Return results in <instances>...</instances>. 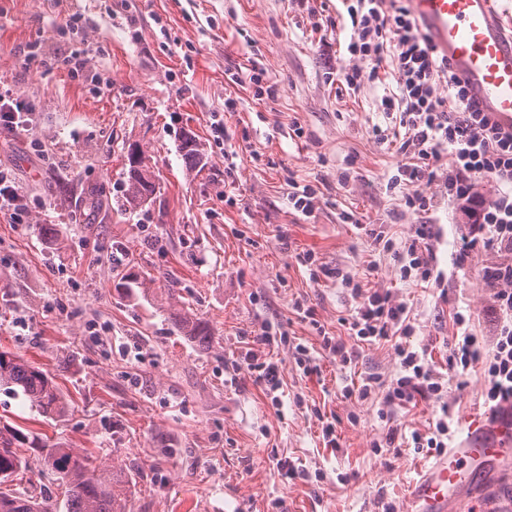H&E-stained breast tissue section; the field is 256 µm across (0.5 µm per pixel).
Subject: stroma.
<instances>
[{
	"label": "stroma",
	"instance_id": "stroma-1",
	"mask_svg": "<svg viewBox=\"0 0 512 512\" xmlns=\"http://www.w3.org/2000/svg\"><path fill=\"white\" fill-rule=\"evenodd\" d=\"M68 14L74 25H65ZM335 41L313 30L295 0H0V82L34 107L28 134L0 135V168L32 209L28 224L0 214V351L48 370L66 402L63 416L47 417L0 389V426L38 441L23 451L17 492L43 487L61 499L42 452L60 445L126 468L129 512H278L281 500L288 512H379L382 501L404 507L410 480L431 459L407 447L375 454L389 425L424 433L446 409L455 443L476 417L480 433L493 431L482 362L449 374L446 344L458 309L474 333H486L484 274L496 257L475 250L446 289L415 285L395 276L392 256L372 252L363 230L340 223L352 209L401 239L416 219L387 189L395 146L370 135L389 123L377 109L386 89L337 94L327 76ZM71 53L86 59L83 74L45 64ZM255 66L275 83V98L229 82L228 73ZM228 98L235 111H225ZM218 118L227 131L221 148L211 132ZM188 131L203 151L198 172L179 150ZM131 143L161 186L135 210L117 204ZM228 150L237 154L231 170ZM349 168L356 179L341 186ZM230 181L232 205L224 202ZM293 182L319 187L315 217L292 209ZM93 187L107 198L97 210L86 201ZM45 224L57 237L42 235ZM308 251L311 268L298 261ZM336 268L391 289L413 326L397 344L357 343L348 368L320 347V331L346 336L341 320L354 307L350 290L325 275ZM298 301L313 321L299 317ZM182 314L208 323L210 348L177 334L172 318ZM264 322L285 338L274 350L283 381L276 405L249 375L232 376ZM299 343L316 372L296 365ZM399 344L426 348L446 373L443 403L421 400L385 418L380 395L344 398L343 387L362 378L395 377ZM332 415L337 450L322 440L321 419ZM284 460L306 478L286 479Z\"/></svg>",
	"mask_w": 512,
	"mask_h": 512
}]
</instances>
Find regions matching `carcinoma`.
Returning <instances> with one entry per match:
<instances>
[{
    "label": "carcinoma",
    "instance_id": "1",
    "mask_svg": "<svg viewBox=\"0 0 512 512\" xmlns=\"http://www.w3.org/2000/svg\"><path fill=\"white\" fill-rule=\"evenodd\" d=\"M180 151L189 167L200 163L198 144L189 133L181 137ZM126 179L122 185L123 202L141 207L150 202L160 186L144 175L133 163H125ZM177 330L202 346L212 342L209 325L199 318L182 317ZM0 386L22 393L40 413L61 415L65 410L59 387L48 371L24 355L0 352ZM29 444V437L18 427H0V512H53V504L43 495L20 496L10 484L27 469L18 449ZM48 471L65 486L62 512H124L126 475L121 467L96 462L84 448H48Z\"/></svg>",
    "mask_w": 512,
    "mask_h": 512
}]
</instances>
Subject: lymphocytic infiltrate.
<instances>
[{
    "instance_id": "obj_1",
    "label": "lymphocytic infiltrate",
    "mask_w": 512,
    "mask_h": 512,
    "mask_svg": "<svg viewBox=\"0 0 512 512\" xmlns=\"http://www.w3.org/2000/svg\"><path fill=\"white\" fill-rule=\"evenodd\" d=\"M336 29L348 35L332 70L341 90L354 94L367 82L395 83L394 92L380 99L382 110L394 114V126L375 128L373 134L380 143L395 144L402 155L390 187L399 191L403 212L416 216L418 223L400 242L383 229L366 228L374 248L393 255L401 280L444 287L448 276L435 261L433 214L446 202L464 227L454 267H462L477 247L498 258L485 273L489 339L479 340L469 317L455 312L448 368L457 372L484 361L485 404L491 418L500 419L512 406V129L471 102L463 81L430 45L405 0H336ZM482 179L504 185V192L492 197L479 193L476 186ZM0 214L14 224L30 223L32 216L27 194L5 169H0ZM335 277L350 287L355 300L351 337L371 345L410 334L407 305L390 290L364 287L340 270ZM277 343L273 325L264 323L240 357L241 365L270 394L282 385L279 364L270 353ZM396 354L397 377L381 388L375 379H365L347 389V396L364 400L378 390L391 410L420 399H442L444 378L426 352L400 345Z\"/></svg>"
}]
</instances>
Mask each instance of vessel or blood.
<instances>
[{"label": "vessel or blood", "instance_id": "1", "mask_svg": "<svg viewBox=\"0 0 512 512\" xmlns=\"http://www.w3.org/2000/svg\"><path fill=\"white\" fill-rule=\"evenodd\" d=\"M432 45L466 84L476 105L512 126V39L493 0H410ZM512 465V416L493 435L465 441L421 470L409 486L405 512H462L481 473Z\"/></svg>", "mask_w": 512, "mask_h": 512}]
</instances>
